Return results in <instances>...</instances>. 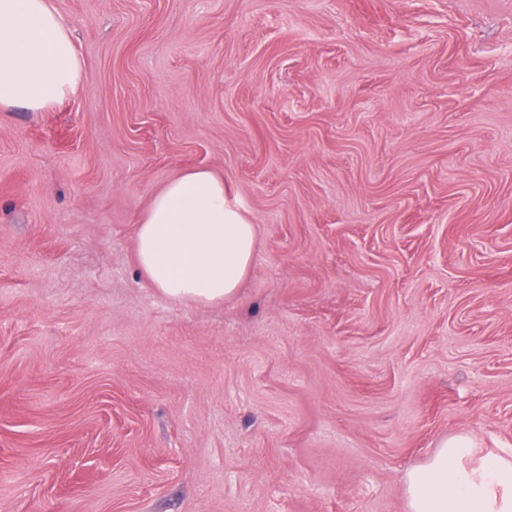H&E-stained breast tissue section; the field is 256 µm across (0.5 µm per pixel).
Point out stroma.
Wrapping results in <instances>:
<instances>
[{"label":"stroma","instance_id":"obj_1","mask_svg":"<svg viewBox=\"0 0 512 512\" xmlns=\"http://www.w3.org/2000/svg\"><path fill=\"white\" fill-rule=\"evenodd\" d=\"M75 97L0 110V512H406L512 448V0H51ZM207 169L233 300L136 259ZM256 226L224 179L193 169L156 193L136 230L138 264L174 301L224 303L255 258Z\"/></svg>","mask_w":512,"mask_h":512}]
</instances>
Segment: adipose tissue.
<instances>
[{"label": "adipose tissue", "instance_id": "ef3b65f1", "mask_svg": "<svg viewBox=\"0 0 512 512\" xmlns=\"http://www.w3.org/2000/svg\"><path fill=\"white\" fill-rule=\"evenodd\" d=\"M82 62L50 0H0V108L44 112L75 95ZM256 226L223 178L193 169L156 193L136 230L138 264L174 301L233 299L255 258ZM408 512H512V453L442 441L405 479Z\"/></svg>", "mask_w": 512, "mask_h": 512}]
</instances>
